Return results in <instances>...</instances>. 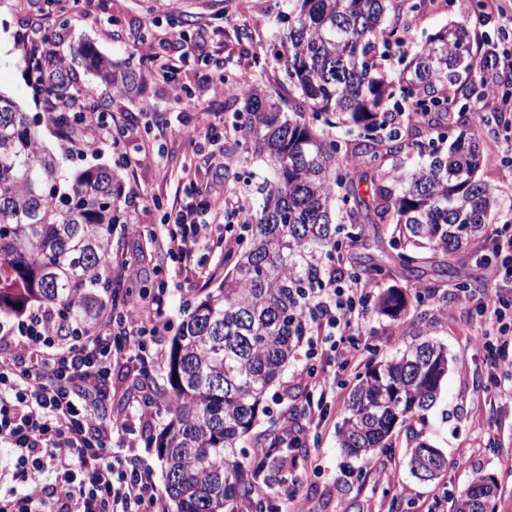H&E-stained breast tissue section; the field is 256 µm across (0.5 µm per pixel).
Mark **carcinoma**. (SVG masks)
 <instances>
[{
    "label": "carcinoma",
    "instance_id": "cac0c4a2",
    "mask_svg": "<svg viewBox=\"0 0 512 512\" xmlns=\"http://www.w3.org/2000/svg\"><path fill=\"white\" fill-rule=\"evenodd\" d=\"M288 30L275 62L288 79L265 90L246 85L233 113L242 147L274 175L245 205L246 243L224 251L227 273L198 289L179 324L166 361L170 418L148 443L157 448L165 494L176 512H228L250 497L264 461L246 468L237 448L267 415L266 395L288 368L296 347L321 316L311 296L329 282L354 277L348 267L377 275L391 268L415 274L430 264L455 277L448 262L481 237L496 205L476 178L483 155L476 134L443 149L410 129L439 130L451 117L461 73H469L468 30L449 26L414 53L399 76L381 66L409 39V20L435 0H282ZM90 66L116 90L128 75L94 54ZM54 111L75 104L69 78L31 86ZM332 116L353 140L320 134L313 122ZM63 148L47 149L39 122L0 93V322L34 307L47 310L68 334L112 307V225L121 193L106 168L69 173L70 127L59 123ZM418 159L408 166L392 160ZM366 189H361V186ZM358 231L340 237L336 208ZM394 226L391 251L377 254L364 225ZM426 245L431 256L418 251ZM407 299L389 287L376 310L397 317ZM448 373V351L433 339L412 342L357 377L339 429L340 447L355 457L392 447L396 429L425 422ZM411 470L419 460L446 467L423 433L407 442ZM488 479L475 478L454 498L453 512H473L471 500Z\"/></svg>",
    "mask_w": 512,
    "mask_h": 512
}]
</instances>
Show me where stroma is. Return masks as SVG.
<instances>
[{"label": "stroma", "instance_id": "obj_1", "mask_svg": "<svg viewBox=\"0 0 512 512\" xmlns=\"http://www.w3.org/2000/svg\"><path fill=\"white\" fill-rule=\"evenodd\" d=\"M468 5L469 0H437L433 9L413 20L404 53L414 54L451 23L467 27L473 46L486 40L499 50L512 51V37L501 33L495 5L487 4L480 17ZM281 10L280 0H63L55 8L46 0H0V92L29 115L40 117L44 145L60 148L50 113L42 100L32 97L30 86L37 75L29 65L32 45L23 38L39 18L48 24L46 51L65 58L71 68L73 91L80 100L100 103L111 113L112 126L124 129L125 136L116 145L109 132L74 124L73 138L81 151L65 165L73 171L101 165L116 174L123 197L122 222L112 234V289L126 292V276L132 269L145 288L166 284L171 326L184 319L185 305L198 285L179 272L162 247L166 207L177 199L198 198L199 187L212 195L232 188L241 191L268 173L267 166L237 146L235 135L226 136L220 150L203 134L192 141L181 130L194 125L203 131L215 112L223 113L225 124H232L234 112L243 109V100L211 93L209 80L222 76L269 84L283 79L274 60L280 48ZM167 32L186 34L191 49L184 53L169 44L160 46L159 54L171 57L174 64L163 76L140 58L144 42ZM201 35L207 47L198 51L194 44ZM86 47L111 61L113 70L133 72L129 88L114 92L87 70L82 53ZM174 80L201 98L198 109H184L173 100L169 85ZM506 118V123L496 125L483 123L476 114L469 117L484 156L478 177L494 189L501 205L491 212L482 238L457 263V279L441 278L433 297L420 302L416 296L422 281L397 272L375 277L362 272L372 295L391 286L402 288L409 299L406 311L392 318L368 309L365 333L353 339L356 360L351 366H344L342 349L322 347L318 368L332 390L322 420H300L303 445L288 455L302 475L300 493L311 512H391L394 500L401 504L399 512H452L454 496L480 475L497 483L493 512H512V472L498 458L499 449L512 450V400L493 395L495 382L508 375L493 368L480 349L475 311L459 303L455 285L459 279H476L488 287L499 284L512 298V278L498 276L500 260L489 254L496 231L512 225V165L496 158L504 136L512 134V109ZM188 170L196 171L195 181L184 180ZM484 253L490 260L482 264L477 257ZM428 337L447 346L451 364L421 430L445 454L448 466L437 478L422 481L408 466L405 433H396L395 448L363 460L346 454L337 431L357 375L365 373L369 363L388 360L405 345ZM305 366L304 355H297L284 374V384L269 390V416L261 417L241 444L247 464L257 462L258 440L281 413L293 402H304L306 391L298 387L297 378ZM288 386L294 388V396H286Z\"/></svg>", "mask_w": 512, "mask_h": 512}]
</instances>
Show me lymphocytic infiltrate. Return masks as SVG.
Instances as JSON below:
<instances>
[{
    "instance_id": "lymphocytic-infiltrate-1",
    "label": "lymphocytic infiltrate",
    "mask_w": 512,
    "mask_h": 512,
    "mask_svg": "<svg viewBox=\"0 0 512 512\" xmlns=\"http://www.w3.org/2000/svg\"><path fill=\"white\" fill-rule=\"evenodd\" d=\"M243 212L241 197L226 190L219 204L203 198L172 205L163 244L182 269L204 279L200 260L213 249V225ZM365 283L340 282L320 289L313 302L322 311L321 325L337 343L364 333ZM168 293L157 288L147 313L127 304L123 313L103 320L94 332L70 337L35 338L16 324L0 323V445L10 448L14 475L29 490L0 494V512H165L166 503L150 473L143 471L128 440L131 422L149 427L154 387L137 386L129 417L108 419L99 410L107 397V380L115 359H135L141 368L157 365L162 354L149 349L168 328ZM483 328L479 345L491 361L512 351V299L488 292L475 303ZM125 436L128 453L114 456V436ZM52 482H45L46 472Z\"/></svg>"
}]
</instances>
